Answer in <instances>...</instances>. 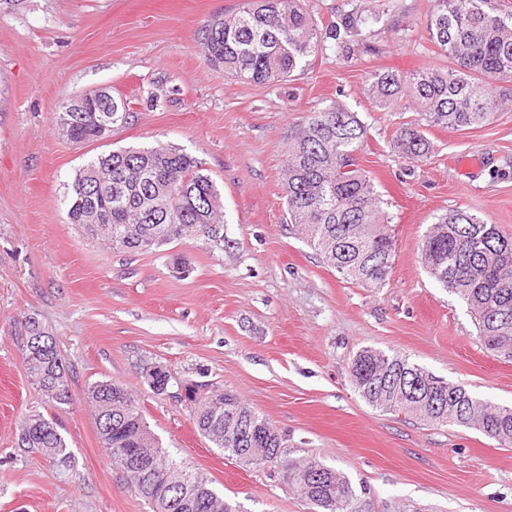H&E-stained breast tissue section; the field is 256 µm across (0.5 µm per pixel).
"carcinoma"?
Wrapping results in <instances>:
<instances>
[{"instance_id": "cac0c4a2", "label": "carcinoma", "mask_w": 512, "mask_h": 512, "mask_svg": "<svg viewBox=\"0 0 512 512\" xmlns=\"http://www.w3.org/2000/svg\"><path fill=\"white\" fill-rule=\"evenodd\" d=\"M495 0H431L425 17L430 41L449 66L426 65L399 72L375 70L364 94L380 109L401 100L432 126L458 131L477 128L498 112L512 109V11ZM362 15L347 12L326 27L330 38L356 35ZM300 0H243L234 13L208 20L201 44L208 63L224 74L256 84L289 80L309 65L323 41L322 31ZM63 105L57 122H69L67 138L96 140L105 119L127 123L128 104L106 91L78 96ZM366 129L355 113L336 104L311 113L292 132L283 166L288 221L336 271L364 288H381L390 278L394 234L391 218L358 163L356 153ZM393 142L409 158L429 153V141L411 125L396 130ZM68 223L87 239L116 251L158 249L176 240L204 237L224 246V200L216 181L196 160L174 147L125 148L100 155L76 174L65 196ZM424 268L439 286L463 300L486 349L512 359V238L467 210L437 219L420 247ZM24 331L23 361L31 382L48 402L68 405L69 372L52 334L35 316L18 322ZM356 391L370 406L404 414L432 426H473L502 447H512V408L493 407L460 385L438 377L407 356L372 348L351 362ZM193 423L212 447L240 461L262 453L278 457L282 438L276 427L230 390L188 385ZM96 412L99 439L110 462L125 467L124 449H154L152 471L134 495L150 512H238L211 484L203 485L202 503L190 509L163 508L159 475L166 464L183 465L159 447L139 408L123 385L96 381L85 390ZM235 413L236 429L226 415ZM18 446L35 450L60 465L70 459L57 424L40 414L23 418ZM288 485L296 488L308 512H353L350 479L316 459L289 463Z\"/></svg>"}]
</instances>
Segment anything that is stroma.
Segmentation results:
<instances>
[{
  "label": "stroma",
  "instance_id": "obj_1",
  "mask_svg": "<svg viewBox=\"0 0 512 512\" xmlns=\"http://www.w3.org/2000/svg\"><path fill=\"white\" fill-rule=\"evenodd\" d=\"M241 0H23L0 12V512H148L99 441L90 383L124 385L161 446L242 512H305L284 477L315 458L345 473L355 512H512V447L462 426L380 412L350 373L364 348L398 352L483 401L512 407V362L482 345L467 305L432 281L418 245L462 208L512 237V112L467 131L429 126L363 94L369 72L445 64L430 43L429 0H302L319 26L382 13L334 40L304 74L276 85L208 65L198 33ZM105 90L131 116L104 140L61 138L72 95ZM340 104L366 128L361 166L392 219L387 285L351 284L286 224L282 160L293 128ZM412 123L426 158L393 144ZM172 145L224 196V237L151 252L83 239L64 197L87 161L120 148ZM37 315L71 374V405L47 402L25 371L18 319ZM170 371L165 393L148 372ZM231 389L283 437L277 460L245 467L196 430L188 384ZM56 421L67 467L18 445L24 416Z\"/></svg>",
  "mask_w": 512,
  "mask_h": 512
}]
</instances>
